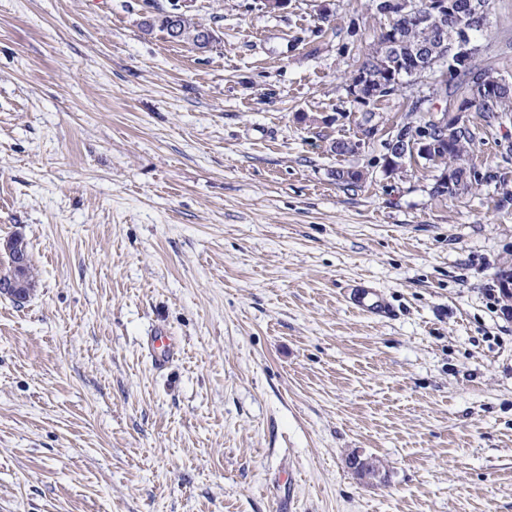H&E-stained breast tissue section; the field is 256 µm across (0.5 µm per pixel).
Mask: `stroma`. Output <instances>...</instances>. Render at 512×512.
<instances>
[{
	"label": "stroma",
	"mask_w": 512,
	"mask_h": 512,
	"mask_svg": "<svg viewBox=\"0 0 512 512\" xmlns=\"http://www.w3.org/2000/svg\"><path fill=\"white\" fill-rule=\"evenodd\" d=\"M155 2L0 0V241L38 272L0 295V512H512V112L466 114L479 182L437 197L384 168L425 85L330 150L375 0H191L203 53L142 30ZM473 41L512 83V0ZM354 304L361 312L372 317H383L388 313L383 295L377 288H358L354 293ZM147 347L154 367L162 370L175 355L177 342L174 336L158 331L148 337Z\"/></svg>",
	"instance_id": "35a3bbf8"
}]
</instances>
